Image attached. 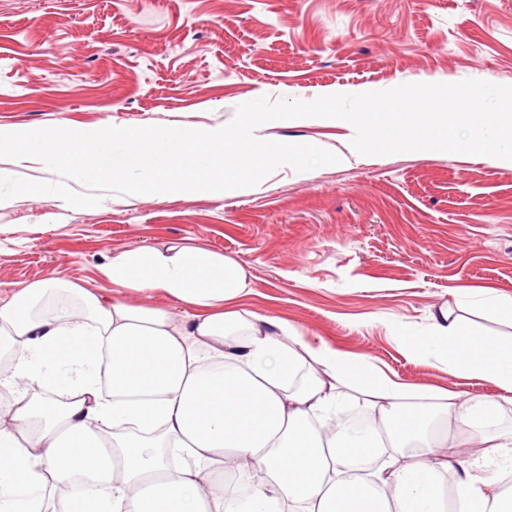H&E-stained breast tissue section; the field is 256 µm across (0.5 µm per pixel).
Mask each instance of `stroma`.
Returning <instances> with one entry per match:
<instances>
[{"label":"stroma","instance_id":"1","mask_svg":"<svg viewBox=\"0 0 512 512\" xmlns=\"http://www.w3.org/2000/svg\"><path fill=\"white\" fill-rule=\"evenodd\" d=\"M512 85V0H0V128L221 127L238 105L310 102L406 83ZM338 163L283 166L251 192L52 194L0 209V299L58 274L103 291L100 268L136 247L190 246L236 259L257 315L296 325L416 387L502 399L404 336L440 311L484 336L512 322L463 289L512 298V167L464 154L349 153L321 117L261 125Z\"/></svg>","mask_w":512,"mask_h":512}]
</instances>
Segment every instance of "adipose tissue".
<instances>
[{"label":"adipose tissue","instance_id":"obj_1","mask_svg":"<svg viewBox=\"0 0 512 512\" xmlns=\"http://www.w3.org/2000/svg\"><path fill=\"white\" fill-rule=\"evenodd\" d=\"M101 272L110 290L52 276L0 300V512H512L500 475L449 463L474 443L512 462V431L488 430L499 401L312 347L245 308L247 273L219 252L131 248ZM408 351L512 394L511 335L444 315ZM355 385L366 434L321 426Z\"/></svg>","mask_w":512,"mask_h":512}]
</instances>
